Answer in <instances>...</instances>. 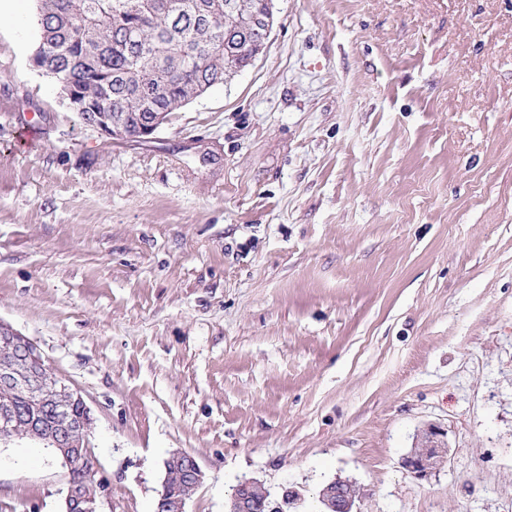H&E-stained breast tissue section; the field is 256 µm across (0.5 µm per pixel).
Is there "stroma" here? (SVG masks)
<instances>
[{
	"label": "stroma",
	"instance_id": "35a3bbf8",
	"mask_svg": "<svg viewBox=\"0 0 512 512\" xmlns=\"http://www.w3.org/2000/svg\"><path fill=\"white\" fill-rule=\"evenodd\" d=\"M266 51L151 139L85 125L0 23V321L95 419L100 512L336 479L361 512H512V0H273ZM39 138L26 148L29 120ZM433 424L450 454L400 465ZM69 466L0 443V512ZM188 458L192 461V465L187 469V477L192 482V487L197 488L203 480V472L195 459L189 454L182 451H174L164 461V477L162 481V495L158 503V509L162 506L164 512H186V504L188 496L169 497L165 499L167 480L170 476L171 470H175L182 466L184 459Z\"/></svg>",
	"mask_w": 512,
	"mask_h": 512
}]
</instances>
